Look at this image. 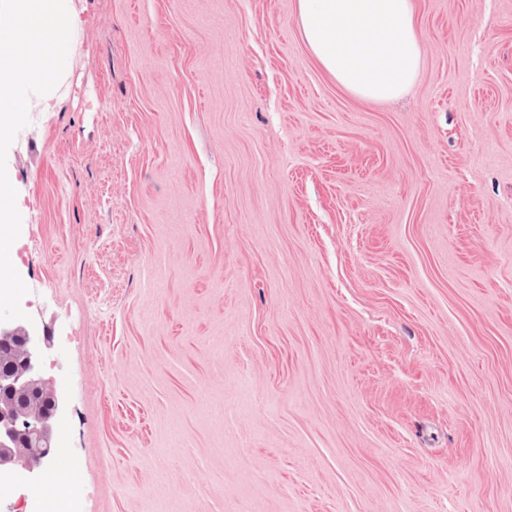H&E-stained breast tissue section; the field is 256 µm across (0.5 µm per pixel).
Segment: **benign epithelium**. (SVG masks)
Segmentation results:
<instances>
[{"label": "benign epithelium", "instance_id": "1", "mask_svg": "<svg viewBox=\"0 0 512 512\" xmlns=\"http://www.w3.org/2000/svg\"><path fill=\"white\" fill-rule=\"evenodd\" d=\"M0 346L18 354L16 368L0 377V472H34L33 457L49 460L53 419L64 407L55 385L39 373L40 346L24 325L0 323Z\"/></svg>", "mask_w": 512, "mask_h": 512}]
</instances>
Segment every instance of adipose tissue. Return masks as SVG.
<instances>
[{
  "label": "adipose tissue",
  "instance_id": "ef3b65f1",
  "mask_svg": "<svg viewBox=\"0 0 512 512\" xmlns=\"http://www.w3.org/2000/svg\"><path fill=\"white\" fill-rule=\"evenodd\" d=\"M415 7V0H296L295 17L312 56L339 87L388 102L420 74Z\"/></svg>",
  "mask_w": 512,
  "mask_h": 512
}]
</instances>
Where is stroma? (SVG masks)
<instances>
[{"instance_id":"1","label":"stroma","mask_w":512,"mask_h":512,"mask_svg":"<svg viewBox=\"0 0 512 512\" xmlns=\"http://www.w3.org/2000/svg\"><path fill=\"white\" fill-rule=\"evenodd\" d=\"M74 4L7 153L72 512H512V0L393 103L294 0Z\"/></svg>"}]
</instances>
